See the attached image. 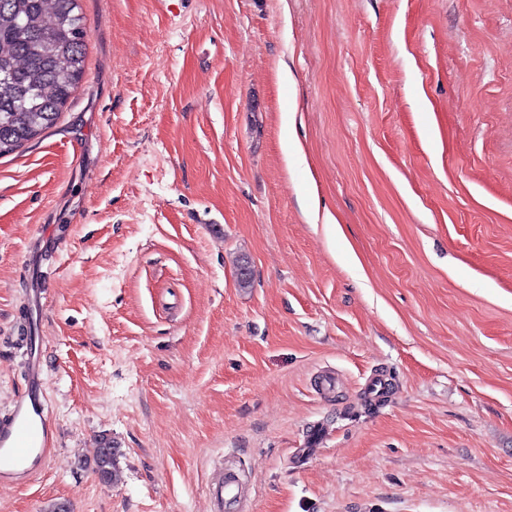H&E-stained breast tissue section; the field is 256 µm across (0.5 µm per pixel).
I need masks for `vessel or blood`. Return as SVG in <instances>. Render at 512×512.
Wrapping results in <instances>:
<instances>
[{
  "mask_svg": "<svg viewBox=\"0 0 512 512\" xmlns=\"http://www.w3.org/2000/svg\"><path fill=\"white\" fill-rule=\"evenodd\" d=\"M42 370L31 363L27 389L8 413L0 416V483L32 477L51 451L53 422L42 391ZM244 473L234 462H226L208 487L211 512L240 504Z\"/></svg>",
  "mask_w": 512,
  "mask_h": 512,
  "instance_id": "vessel-or-blood-1",
  "label": "vessel or blood"
}]
</instances>
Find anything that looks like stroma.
Listing matches in <instances>:
<instances>
[{
	"instance_id": "obj_1",
	"label": "stroma",
	"mask_w": 512,
	"mask_h": 512,
	"mask_svg": "<svg viewBox=\"0 0 512 512\" xmlns=\"http://www.w3.org/2000/svg\"><path fill=\"white\" fill-rule=\"evenodd\" d=\"M80 6L0 156V414L36 360L56 429L0 512H210L229 459L249 512H512V0ZM117 448H112V442L106 441L97 449L94 460V471L103 481H111L115 476V460Z\"/></svg>"
}]
</instances>
